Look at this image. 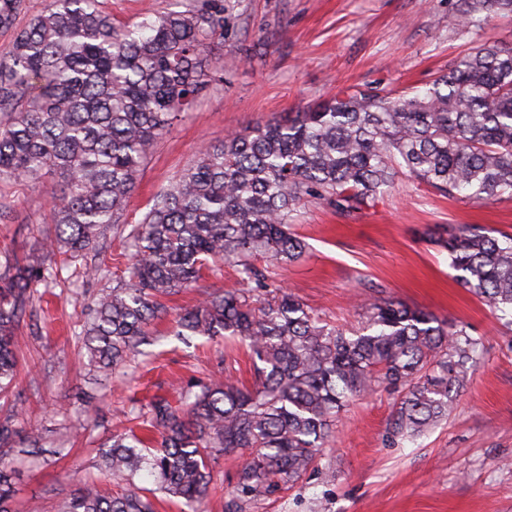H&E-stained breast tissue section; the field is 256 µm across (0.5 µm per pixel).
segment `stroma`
I'll return each instance as SVG.
<instances>
[{
    "instance_id": "35a3bbf8",
    "label": "stroma",
    "mask_w": 512,
    "mask_h": 512,
    "mask_svg": "<svg viewBox=\"0 0 512 512\" xmlns=\"http://www.w3.org/2000/svg\"><path fill=\"white\" fill-rule=\"evenodd\" d=\"M188 0H100L120 23L183 9ZM462 0H224V45L215 49L224 82L207 89L159 140L140 172L121 223H138L154 198L196 160L201 148L328 98L350 85L421 87L480 44L512 47V14L452 29ZM55 182H0V265L39 259L54 235L47 196ZM478 224L512 234V199L482 203L444 197L399 177L363 214L348 217L315 201L292 219L304 257L269 269L271 281L334 323L353 326L358 304L384 295L466 326L480 339V361L448 418L413 443L389 436L392 399L377 393L341 414L324 464L333 482L310 473L256 512H512V322L457 280L447 252L427 228L452 232ZM57 285L39 288L21 324L22 368L15 388L26 429L48 453L15 460L13 512H59L75 483L101 478L102 444L127 427L131 407L177 400L193 382L229 375L253 380L246 346L216 339L188 347L170 334L173 319L202 290L237 285L222 264L198 287L181 291L155 321L153 344L101 384L77 355L74 328L102 283L84 275L99 266L111 279L129 262L123 233L106 228L84 256H57Z\"/></svg>"
}]
</instances>
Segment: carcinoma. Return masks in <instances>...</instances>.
I'll list each match as a JSON object with an SVG mask.
<instances>
[{"mask_svg": "<svg viewBox=\"0 0 512 512\" xmlns=\"http://www.w3.org/2000/svg\"><path fill=\"white\" fill-rule=\"evenodd\" d=\"M512 0H465L457 28ZM26 0H0V181L57 178L49 193L56 237L39 249L79 254L116 224L159 139L197 97L224 80L208 58L224 44V0H194L134 25L112 20L98 0H48L24 26ZM448 195L512 197V48L471 49L428 87L408 93L344 87L330 100L210 144L157 195L126 240L124 275L94 299L77 336L90 369L108 376L150 343L166 300L229 261L243 287L203 291L174 321L175 336L233 337L255 359L250 387L225 378L188 386L131 410L158 435L150 447L132 429L100 455L113 495L84 481L60 512H157L158 494L205 512L212 462L244 457L225 489V512H253L265 498L321 466L348 402L378 390L393 396L391 438L415 440L448 417L478 359L466 327L389 297L363 306L346 329L282 288H270L257 257L287 263L305 243L293 214L317 200L347 216L368 209L398 174ZM461 283L512 316V234L464 224L443 236ZM44 263L0 272V397L11 393L21 318L37 288L56 278ZM0 415V512H11L15 444L40 436ZM146 472L154 487L136 484Z\"/></svg>", "mask_w": 512, "mask_h": 512, "instance_id": "cac0c4a2", "label": "carcinoma"}]
</instances>
